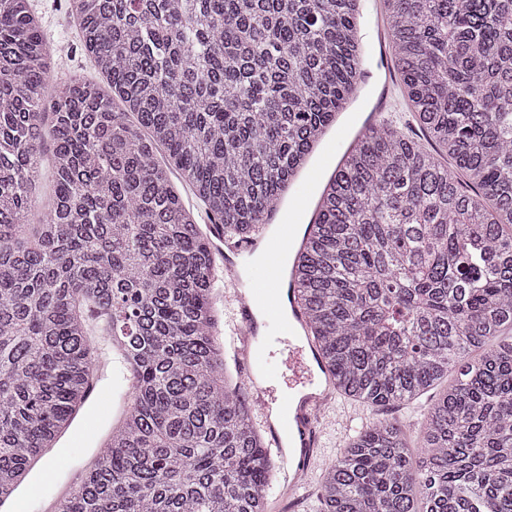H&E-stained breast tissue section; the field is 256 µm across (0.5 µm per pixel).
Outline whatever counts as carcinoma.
I'll return each mask as SVG.
<instances>
[{"mask_svg":"<svg viewBox=\"0 0 512 512\" xmlns=\"http://www.w3.org/2000/svg\"><path fill=\"white\" fill-rule=\"evenodd\" d=\"M429 149L383 122L321 192L294 264L340 394L376 418L317 512H512V0H386ZM107 87L52 80L30 0H0V500L72 427L108 319L138 388L59 512H267L276 460L219 341L204 233L263 223L362 70L357 0H66ZM54 187L40 207L41 151ZM478 189L464 190L460 175ZM440 390L438 387L435 390H431L413 400L407 405H395L387 407H375L369 404L353 400L343 395H337L335 404H339L340 407L347 405H356L361 411L369 418H396L402 421L407 427V434L409 438L417 442L423 431L424 417L429 404L435 399L434 396Z\"/></svg>","mask_w":512,"mask_h":512,"instance_id":"1","label":"carcinoma"}]
</instances>
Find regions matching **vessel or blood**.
<instances>
[{
    "label": "vessel or blood",
    "mask_w": 512,
    "mask_h": 512,
    "mask_svg": "<svg viewBox=\"0 0 512 512\" xmlns=\"http://www.w3.org/2000/svg\"><path fill=\"white\" fill-rule=\"evenodd\" d=\"M368 60L377 75H364L349 102L354 122L340 121L327 128L325 150H340L346 140L364 134L396 112L400 103L388 66L389 43L374 0L361 6ZM320 163L294 175L287 199L270 208L256 234L243 239L225 235L223 225L206 218L208 241L215 270L224 289L219 299L230 306L234 324L230 330L252 408L259 418L264 446L273 451L288 484L296 491L301 474L317 466V438L327 423L333 394L317 363L314 344L303 334L305 317L294 292L292 278L282 263L284 253L296 248L300 232L287 222L291 203H300L309 221H316L317 208L310 191L323 175ZM263 317H256V310ZM106 324L93 320L90 342L94 348L95 378L107 380L117 368V359L105 333Z\"/></svg>",
    "instance_id": "vessel-or-blood-1"
}]
</instances>
